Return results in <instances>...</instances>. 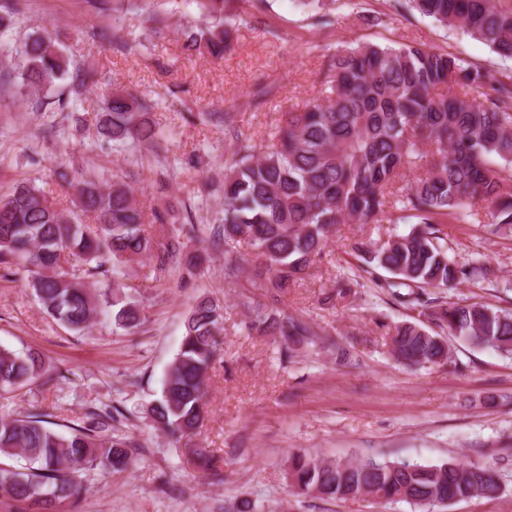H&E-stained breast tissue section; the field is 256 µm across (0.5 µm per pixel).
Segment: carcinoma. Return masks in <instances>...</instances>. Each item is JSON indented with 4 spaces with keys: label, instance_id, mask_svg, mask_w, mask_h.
I'll return each instance as SVG.
<instances>
[{
    "label": "carcinoma",
    "instance_id": "1",
    "mask_svg": "<svg viewBox=\"0 0 512 512\" xmlns=\"http://www.w3.org/2000/svg\"><path fill=\"white\" fill-rule=\"evenodd\" d=\"M410 8L440 24L459 28L503 58L512 59V8L495 0H408ZM205 27L185 33L184 47L220 57L228 46L224 15L233 0H198ZM20 74L0 69V89L20 79L28 94L51 90L68 74L63 48L45 27L23 45ZM325 89L299 112H286L265 144L238 130L231 158L224 162L222 218L212 228L215 246L245 243L248 256L226 259L227 275L238 261L250 263L255 278L272 279L273 300L307 275L338 224L375 223L390 209L398 220H416L410 231L382 245L354 244L358 261L390 274L385 287L408 288L407 303L448 335L415 323L395 325L392 355L416 367L448 362L451 339L512 356V312L489 303L431 300L427 289H448L464 280L487 278L479 263L459 266L439 243L448 217L469 216L476 201L491 205L499 224H512V82L472 68L463 60L417 44H357L327 61ZM486 88V100L465 88ZM151 101L115 90L102 102L98 133L116 146L158 140L149 114ZM412 181L394 189L401 171ZM0 264L25 273L41 308L60 324L83 331L99 315L128 332L144 321L132 293L118 285L96 294L84 279L107 265L124 267L154 252L144 234L148 216L134 189L119 176L107 184L97 176L74 185L71 206L62 208L45 188L21 181L0 196ZM181 252L168 236L156 253V271ZM357 279L341 278L321 289L333 305L353 294ZM224 309L202 298L184 323L180 348L163 379L159 398L147 413L177 440L196 434L204 421L202 400L208 373L219 352ZM250 327L295 344L316 336L301 318L259 306ZM60 372L42 355L0 347V393L36 381L54 385ZM57 415L38 405L19 417L0 418V503H29L38 512H59L67 501L79 512L82 485L76 473L127 469L131 442L114 434L113 410L86 414L83 425L55 429ZM22 458L15 467L8 460ZM291 485L321 499H349L366 492L405 501L434 512L451 503L501 489L497 472L472 462L425 465L378 457L353 462L290 458Z\"/></svg>",
    "mask_w": 512,
    "mask_h": 512
}]
</instances>
